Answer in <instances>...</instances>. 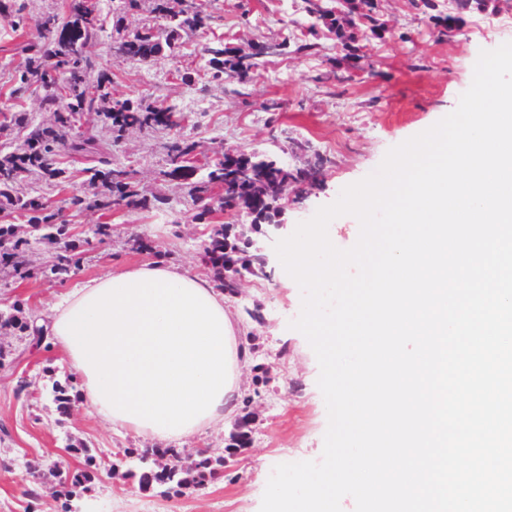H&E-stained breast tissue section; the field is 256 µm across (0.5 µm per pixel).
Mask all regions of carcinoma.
Segmentation results:
<instances>
[{"label": "carcinoma", "mask_w": 512, "mask_h": 512, "mask_svg": "<svg viewBox=\"0 0 512 512\" xmlns=\"http://www.w3.org/2000/svg\"><path fill=\"white\" fill-rule=\"evenodd\" d=\"M490 0H456V13L434 16L440 33H450L464 21L471 10L484 11ZM313 18L309 34L317 27L333 31L343 46L344 59L359 62L360 42L383 38L391 32L382 15L369 9L349 23L321 0H306ZM131 11H143L146 17L134 32L124 25ZM0 19L7 22L17 40L14 54L21 62L6 61L11 68V104L0 108V132L11 129L17 137L0 144V281L33 277L68 280L80 266L82 253L70 240V223L63 212L81 214L115 209L127 211H162L169 204L161 192L145 193L136 181L132 162H123L118 152L132 132L162 133L164 166L159 179L182 181L193 210V219L208 221L237 208L252 215L253 224H267L277 215L275 200L269 195L273 186L316 185V174L323 168L318 158L308 169L290 170L258 153H241L236 165L245 172L235 179L237 189L224 195V160L215 152L198 164L199 143L186 133L190 118L164 96L125 97L113 89L112 71L92 55L106 26H111L110 55L130 60L142 67L151 66L161 57L176 59L183 44L196 39L201 45L203 66L196 72L176 69L181 84L192 87L200 76L219 84L244 86L253 81L261 66L263 53L249 57L224 43V36L213 32L215 17L208 12L207 0H112L106 13L102 0H65L63 11H47L37 21L39 35L27 40L30 17L26 0H0ZM39 100L41 111L48 114L34 122L23 103L30 96ZM82 168L73 172L69 162ZM82 177L81 188L71 187ZM231 225L213 224L203 244L204 263L224 282V247H229L240 268L248 270L252 253L235 235ZM43 244L40 262L32 260L35 247ZM14 314H0V330L26 332L30 329L22 316L20 304H12ZM78 393V377L65 374L64 382L55 381L44 389L56 411L68 412L72 397ZM73 452L84 455L85 467L69 476V489L63 492L61 512H70L71 498L79 488H87L96 467L94 456L85 448ZM168 463L154 472L142 468L141 485H157L170 492L188 485H201L224 466V457L198 455L184 457L174 449H164Z\"/></svg>", "instance_id": "carcinoma-1"}]
</instances>
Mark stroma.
I'll list each match as a JSON object with an SVG mask.
<instances>
[{
    "label": "stroma",
    "instance_id": "stroma-1",
    "mask_svg": "<svg viewBox=\"0 0 512 512\" xmlns=\"http://www.w3.org/2000/svg\"><path fill=\"white\" fill-rule=\"evenodd\" d=\"M213 7L224 18V38L231 46L245 50L258 40L289 45L288 52L265 58L259 77L243 94L217 85L202 93L174 79L176 65H200L195 42L187 45L182 62L162 57L146 69L111 57L106 44L94 51L115 73L118 93L167 95L198 117L195 139L203 152L257 151L294 169L305 161L291 150L296 139L327 156L320 187H292L286 193L284 220L292 229L333 203L344 187L373 172L390 148L455 110L472 82L480 51L507 41L503 35L474 33L480 17L476 11L465 15L460 30L442 37L410 0H381L392 33L364 41L362 66L353 69L344 62L334 35L324 31L313 53L297 51L298 38L312 22L303 0H215ZM123 150L134 162L141 187L166 193L169 207L81 215L72 226L75 239H86L94 225L108 224L111 240L86 247L83 263L66 283L40 277L0 282V308L18 299L26 311L40 315L77 283L117 265L141 262V255L123 247L133 232L154 241L162 262L201 269L205 227L190 218L185 189L159 181L162 154L154 140L134 132ZM280 266L279 259H272L271 276L265 280L244 276L231 300L253 347L254 365L244 383L245 392L254 395L248 408L251 442L230 458L218 478L178 496L165 498L142 489L137 479L110 474L111 466L120 471L131 466L117 460V449L143 448L146 440L106 423L81 401H73L62 416L43 398L17 396L19 380L49 381L51 372L64 371L66 364L57 347L36 351L28 337L0 335V512H56L58 477L44 480L39 500H32L26 491L27 466L53 464L60 474L78 469L83 459L70 448L79 444L89 448L97 463L80 500L82 512H260L276 465L320 461L328 420L317 386L319 365L306 338L290 327L300 314L302 295L296 282L282 280ZM261 366L267 382L257 389L251 378Z\"/></svg>",
    "mask_w": 512,
    "mask_h": 512
}]
</instances>
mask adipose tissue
Returning <instances> with one entry per match:
<instances>
[{
  "label": "adipose tissue",
  "instance_id": "adipose-tissue-1",
  "mask_svg": "<svg viewBox=\"0 0 512 512\" xmlns=\"http://www.w3.org/2000/svg\"><path fill=\"white\" fill-rule=\"evenodd\" d=\"M41 325L102 419L164 448L223 427L251 351L225 294L164 262L117 267L52 305Z\"/></svg>",
  "mask_w": 512,
  "mask_h": 512
}]
</instances>
